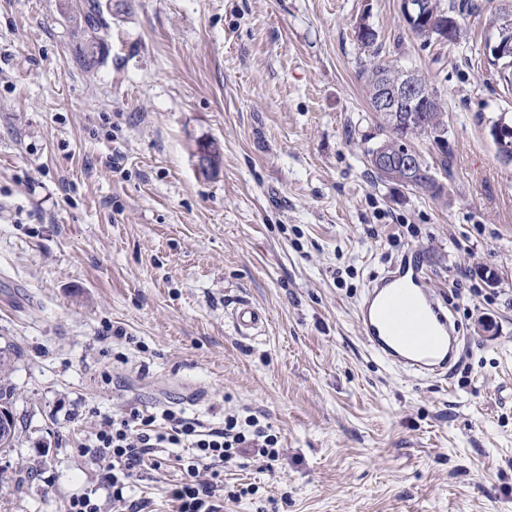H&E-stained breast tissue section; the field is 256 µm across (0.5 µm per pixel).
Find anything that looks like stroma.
Segmentation results:
<instances>
[{
  "label": "stroma",
  "instance_id": "stroma-1",
  "mask_svg": "<svg viewBox=\"0 0 512 512\" xmlns=\"http://www.w3.org/2000/svg\"><path fill=\"white\" fill-rule=\"evenodd\" d=\"M414 35L400 0H112L108 61L74 55L78 0H0V350L17 424L0 512L99 488L87 452L128 404L207 424L257 415L282 460L226 468L224 512H512V166L489 133L487 20ZM368 15L448 122L440 196L378 180L354 24ZM217 142L221 168H197ZM420 260L465 346L417 381L374 355L356 307ZM492 272L487 284L484 272ZM241 301L266 316L237 336ZM168 466L133 477L176 512Z\"/></svg>",
  "mask_w": 512,
  "mask_h": 512
}]
</instances>
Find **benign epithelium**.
<instances>
[{"label": "benign epithelium", "instance_id": "1", "mask_svg": "<svg viewBox=\"0 0 512 512\" xmlns=\"http://www.w3.org/2000/svg\"><path fill=\"white\" fill-rule=\"evenodd\" d=\"M402 17L408 27L419 36L431 39L448 34V41L455 40L460 22L457 16H448L441 21L439 31H434L428 22L425 0H401ZM495 33L485 44V56L494 64L512 57V0H502L498 14L491 21ZM431 89L419 80L411 70L399 69L397 79L391 84H382L372 100V109L382 115L388 124L395 128L404 127L414 121L423 120V116L405 110L404 106L417 107L432 100ZM374 168L384 176H391L397 170L413 181L420 175L416 155L406 150L391 154L384 150L375 152L371 157Z\"/></svg>", "mask_w": 512, "mask_h": 512}]
</instances>
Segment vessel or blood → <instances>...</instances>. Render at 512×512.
<instances>
[{"label":"vessel or blood","mask_w":512,"mask_h":512,"mask_svg":"<svg viewBox=\"0 0 512 512\" xmlns=\"http://www.w3.org/2000/svg\"><path fill=\"white\" fill-rule=\"evenodd\" d=\"M358 326L366 345L387 363L416 378L441 375L460 351L455 321L427 285L422 267L409 258L393 262L375 278L357 305ZM236 333L256 335L266 317L247 301L229 313Z\"/></svg>","instance_id":"obj_1"}]
</instances>
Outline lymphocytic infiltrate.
<instances>
[{
	"label": "lymphocytic infiltrate",
	"mask_w": 512,
	"mask_h": 512,
	"mask_svg": "<svg viewBox=\"0 0 512 512\" xmlns=\"http://www.w3.org/2000/svg\"><path fill=\"white\" fill-rule=\"evenodd\" d=\"M282 455L277 435L252 414H228L222 426L210 427L179 410L157 414L134 406L103 417L96 427L92 457L106 498L88 493L70 498L65 512H106L110 506L144 512L147 501L129 495L131 478L171 460L181 472L170 490L177 512H223L226 463L249 457L273 463Z\"/></svg>",
	"instance_id": "f902f5d3"
}]
</instances>
